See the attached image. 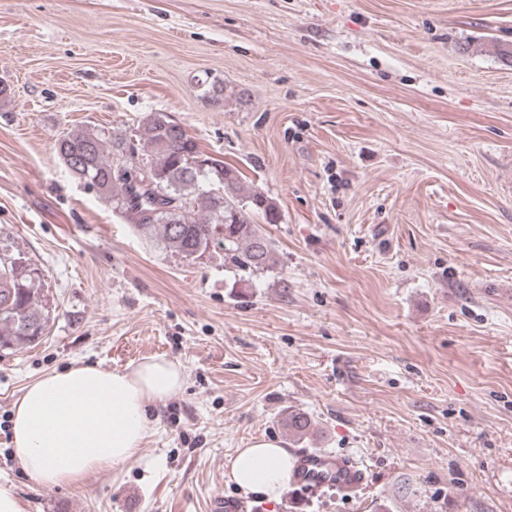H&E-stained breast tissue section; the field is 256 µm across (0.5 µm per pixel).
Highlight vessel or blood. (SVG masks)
Instances as JSON below:
<instances>
[{"label": "vessel or blood", "instance_id": "1", "mask_svg": "<svg viewBox=\"0 0 512 512\" xmlns=\"http://www.w3.org/2000/svg\"><path fill=\"white\" fill-rule=\"evenodd\" d=\"M365 476L357 463L349 458L331 453L303 452L291 476L293 486L311 491L325 484H332L353 492L364 484Z\"/></svg>", "mask_w": 512, "mask_h": 512}]
</instances>
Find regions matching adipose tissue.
Listing matches in <instances>:
<instances>
[{
    "instance_id": "obj_1",
    "label": "adipose tissue",
    "mask_w": 512,
    "mask_h": 512,
    "mask_svg": "<svg viewBox=\"0 0 512 512\" xmlns=\"http://www.w3.org/2000/svg\"><path fill=\"white\" fill-rule=\"evenodd\" d=\"M180 364L162 356L122 370L75 364L27 384L13 404V456L34 481L70 485L139 459L155 428L150 406L178 394ZM294 467L280 441L260 438L225 463L230 482L279 502Z\"/></svg>"
}]
</instances>
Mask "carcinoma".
<instances>
[{
    "label": "carcinoma",
    "instance_id": "carcinoma-1",
    "mask_svg": "<svg viewBox=\"0 0 512 512\" xmlns=\"http://www.w3.org/2000/svg\"><path fill=\"white\" fill-rule=\"evenodd\" d=\"M57 152L68 171L109 199L135 231L167 254L193 260L211 249L248 277L279 260L258 216L274 224L272 199L246 191L240 172L203 153L183 126L165 114L149 115L132 136L104 141L94 132L62 135ZM142 166H136L132 158ZM50 311L40 276L19 258L0 257V350L30 346L44 335ZM303 438L313 422L302 412L285 419Z\"/></svg>",
    "mask_w": 512,
    "mask_h": 512
}]
</instances>
